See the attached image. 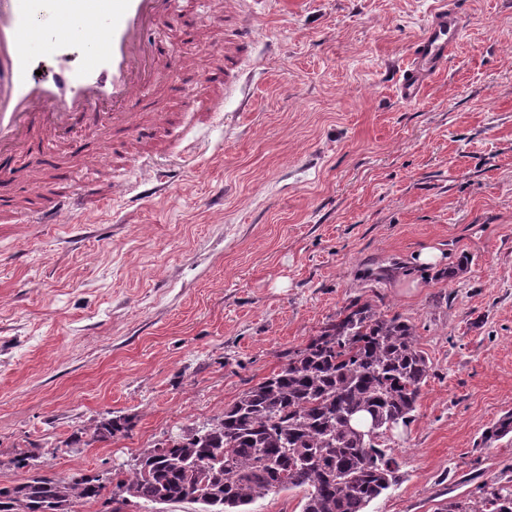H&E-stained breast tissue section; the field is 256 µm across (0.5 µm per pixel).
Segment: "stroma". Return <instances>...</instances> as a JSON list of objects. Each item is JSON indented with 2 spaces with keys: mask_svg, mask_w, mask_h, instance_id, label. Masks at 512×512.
Returning <instances> with one entry per match:
<instances>
[{
  "mask_svg": "<svg viewBox=\"0 0 512 512\" xmlns=\"http://www.w3.org/2000/svg\"><path fill=\"white\" fill-rule=\"evenodd\" d=\"M461 18L420 97L397 84L440 7ZM159 37L169 80L134 140L101 113L68 156L94 194L70 222L0 214V486L18 449L49 476L117 468L221 414L350 303L415 324L430 376L387 433L400 481L367 512H441L512 489V0H175ZM228 84L203 86L204 72ZM223 103L222 113L210 110ZM158 157L156 194L134 156ZM438 249L439 269L414 265ZM128 436L74 446L106 412Z\"/></svg>",
  "mask_w": 512,
  "mask_h": 512,
  "instance_id": "stroma-1",
  "label": "stroma"
}]
</instances>
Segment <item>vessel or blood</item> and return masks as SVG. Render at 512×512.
<instances>
[{
  "label": "vessel or blood",
  "mask_w": 512,
  "mask_h": 512,
  "mask_svg": "<svg viewBox=\"0 0 512 512\" xmlns=\"http://www.w3.org/2000/svg\"><path fill=\"white\" fill-rule=\"evenodd\" d=\"M174 0H0V159L35 132L72 136L95 113L108 112L129 134L164 65L156 34ZM462 31L459 16L441 9L420 35L397 87L417 100L426 77L446 69ZM52 79L37 77L43 59ZM69 210L65 198L32 191L28 214L54 224Z\"/></svg>",
  "instance_id": "b4317fda"
}]
</instances>
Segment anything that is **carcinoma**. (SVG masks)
<instances>
[{"mask_svg":"<svg viewBox=\"0 0 512 512\" xmlns=\"http://www.w3.org/2000/svg\"><path fill=\"white\" fill-rule=\"evenodd\" d=\"M429 371L413 323L353 302L220 415L157 441L125 468L50 477L35 453L17 451L9 464L27 476L0 487V512H74L77 502L105 496L112 512L186 501L200 512H248L291 488L306 491L302 512H365L399 472L394 449L380 439L413 421ZM132 428L131 417L109 413L96 422L92 440ZM510 433L507 414L484 440ZM444 512H512V491L486 485Z\"/></svg>","mask_w":512,"mask_h":512,"instance_id":"cac0c4a2","label":"carcinoma"}]
</instances>
